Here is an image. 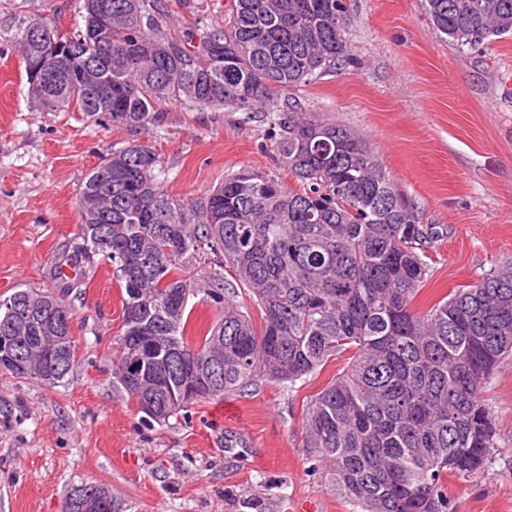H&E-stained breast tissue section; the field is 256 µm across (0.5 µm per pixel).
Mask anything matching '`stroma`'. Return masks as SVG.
<instances>
[{
    "label": "stroma",
    "instance_id": "obj_1",
    "mask_svg": "<svg viewBox=\"0 0 512 512\" xmlns=\"http://www.w3.org/2000/svg\"><path fill=\"white\" fill-rule=\"evenodd\" d=\"M82 0H0V295L30 288L74 313L78 363L46 386L0 371V512H61L65 496L104 485L121 512H355L332 492L303 441V409L343 367L328 362L288 390L263 380L247 395L191 406L161 425L114 383L113 338L122 326L123 282L99 261L83 287L63 245L79 222L77 193L102 155L131 140L155 149L163 187L195 199L249 168L294 180L264 113L163 106L162 128L133 132L111 118L49 112L29 94L8 37L20 18L81 24ZM224 0H173L171 35L223 22ZM350 60L273 101L362 133L396 187L438 239L431 276L415 305L512 259V37L450 46L423 0H348ZM483 397L496 418L494 451L471 474L444 480L451 512H512V360Z\"/></svg>",
    "mask_w": 512,
    "mask_h": 512
}]
</instances>
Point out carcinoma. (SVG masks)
<instances>
[{
    "label": "carcinoma",
    "instance_id": "obj_1",
    "mask_svg": "<svg viewBox=\"0 0 512 512\" xmlns=\"http://www.w3.org/2000/svg\"><path fill=\"white\" fill-rule=\"evenodd\" d=\"M452 46L512 36V0H425ZM169 0H83V25L64 30L23 19L9 37L31 97L49 110L103 114L134 130L157 127L161 106L248 110L266 105L282 163L297 181L244 169L206 196L170 197L164 161L130 143L87 174L69 260L113 263L124 282L116 383L142 395L131 363L165 371L151 419L164 424L196 404L173 405L192 385V352L221 347L205 399L244 394L272 380L293 388L331 357L346 368L307 403L304 447L337 495L360 512H448V473L482 469L495 423L483 389L512 355V260L455 289L425 311L414 303L431 272L435 233L420 224L356 130L270 106L276 91L317 79L348 58L347 0H230L228 21L168 36ZM112 16V25L102 14ZM45 69L35 81V66ZM112 172V182L99 180ZM102 199L91 211L84 201ZM212 256L205 285L181 260ZM230 269L232 278L224 276ZM251 293L264 321L256 331L237 300ZM218 312L203 338L187 335L194 297ZM50 297L19 289L0 297V350L27 360ZM29 325L10 329L5 310ZM143 334L138 343L131 336ZM57 342L56 375L16 377L55 385L77 365L74 327Z\"/></svg>",
    "mask_w": 512,
    "mask_h": 512
}]
</instances>
